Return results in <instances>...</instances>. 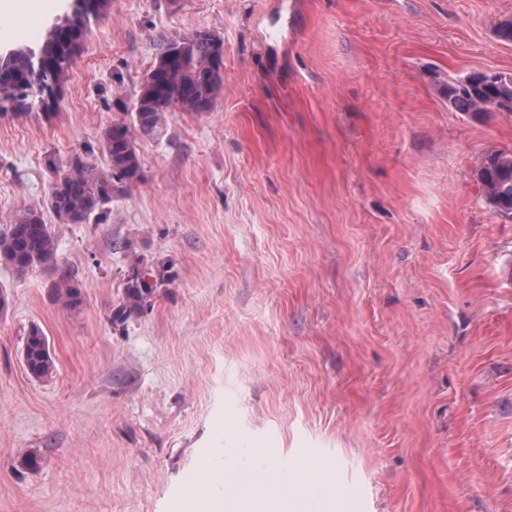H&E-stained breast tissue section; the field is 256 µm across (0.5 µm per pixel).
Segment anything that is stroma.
Listing matches in <instances>:
<instances>
[{"label":"stroma","mask_w":512,"mask_h":512,"mask_svg":"<svg viewBox=\"0 0 512 512\" xmlns=\"http://www.w3.org/2000/svg\"><path fill=\"white\" fill-rule=\"evenodd\" d=\"M0 13V51L38 48L72 8ZM512 0H108L50 112L0 108V229L40 211L57 266L0 314V512H220L225 434L327 463L319 512H512V219L476 171L512 113L456 111L435 78L512 73ZM224 42L204 112L137 137L140 183L61 222L49 159L102 161L162 37ZM80 305L57 301V268ZM156 287L112 320L134 269ZM50 343L39 380L20 351ZM33 452L41 466L19 464ZM22 358L26 371L36 379H45L52 375L53 359L47 336L36 324L29 327L24 339Z\"/></svg>","instance_id":"stroma-1"}]
</instances>
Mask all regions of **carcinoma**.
I'll list each match as a JSON object with an SVG mask.
<instances>
[{"label":"carcinoma","mask_w":512,"mask_h":512,"mask_svg":"<svg viewBox=\"0 0 512 512\" xmlns=\"http://www.w3.org/2000/svg\"><path fill=\"white\" fill-rule=\"evenodd\" d=\"M107 0H81V7L65 16L61 24L77 34L85 24L90 9H99ZM41 49L58 56L56 69L44 76L43 87L35 89L12 83L9 99L30 98L50 108L57 98L47 97L51 87L63 83L71 53L58 40L54 29L46 33ZM224 44L214 33L198 29L189 35L166 37L159 45L154 65L143 76L132 107L122 105L124 117L112 122L104 133L100 149L107 169L98 168L89 158L74 155L63 167L50 164L57 179L50 205L64 223L88 220L112 199L115 183L131 186L141 179L142 165L135 134L158 137L164 130L163 109L179 107L189 112L210 109L223 78ZM448 103L457 111L476 117L484 116L481 104L512 112V74L497 73L493 78L485 72L469 73L448 82ZM486 201L502 217L512 218V153L496 152L488 156L477 172ZM56 261V240L50 225L34 209L19 210L11 224L0 231V262L24 275ZM148 273L137 272L124 288L122 305L113 321L123 323L138 314L152 293L146 279ZM54 294L67 307L82 302V289L73 275L59 270ZM22 358L26 371L36 379L52 375L53 359L47 336L36 324L29 327L24 339Z\"/></svg>","instance_id":"obj_1"}]
</instances>
